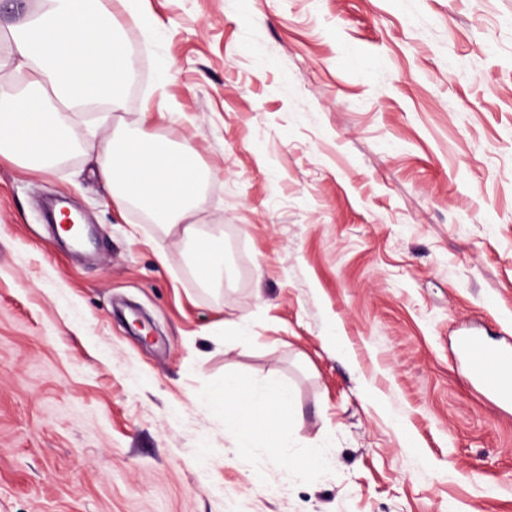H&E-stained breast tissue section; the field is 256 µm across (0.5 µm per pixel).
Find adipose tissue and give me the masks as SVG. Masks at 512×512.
Returning a JSON list of instances; mask_svg holds the SVG:
<instances>
[{
  "label": "adipose tissue",
  "mask_w": 512,
  "mask_h": 512,
  "mask_svg": "<svg viewBox=\"0 0 512 512\" xmlns=\"http://www.w3.org/2000/svg\"><path fill=\"white\" fill-rule=\"evenodd\" d=\"M119 29L104 0H43L38 14L12 30V50L0 69L14 67L23 81L18 90H0V156L48 168L78 144L74 109L98 99L121 108L132 61ZM95 163L113 208L139 206L165 226L184 224L200 283L223 285V242L200 237L185 222L200 203L203 181L188 143L173 147L139 128L103 138ZM213 403L241 444L269 429L273 450L287 453L296 413L285 390L246 387L228 375Z\"/></svg>",
  "instance_id": "obj_1"
}]
</instances>
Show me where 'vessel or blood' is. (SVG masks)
<instances>
[{"label":"vessel or blood","instance_id":"obj_1","mask_svg":"<svg viewBox=\"0 0 512 512\" xmlns=\"http://www.w3.org/2000/svg\"><path fill=\"white\" fill-rule=\"evenodd\" d=\"M460 355L469 379L499 406L512 408V351L467 338L460 345Z\"/></svg>","mask_w":512,"mask_h":512}]
</instances>
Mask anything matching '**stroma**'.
Listing matches in <instances>:
<instances>
[{
	"label": "stroma",
	"mask_w": 512,
	"mask_h": 512,
	"mask_svg": "<svg viewBox=\"0 0 512 512\" xmlns=\"http://www.w3.org/2000/svg\"><path fill=\"white\" fill-rule=\"evenodd\" d=\"M138 6L158 24L116 7L133 74L98 135L148 108L194 148L233 282L107 206L88 146L0 158V512H512V416L455 359L469 331L512 348V0ZM228 374L290 391L289 456L238 451Z\"/></svg>",
	"instance_id": "obj_1"
}]
</instances>
